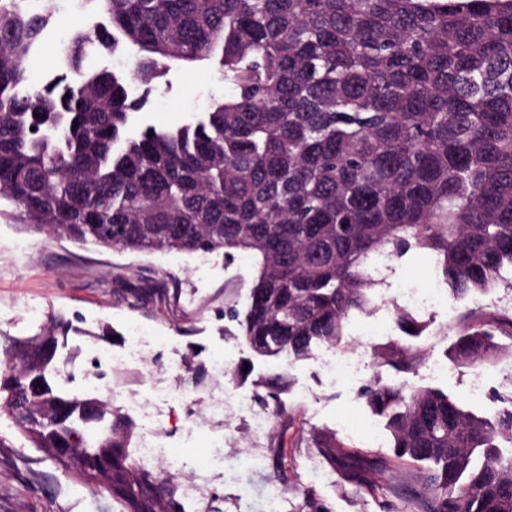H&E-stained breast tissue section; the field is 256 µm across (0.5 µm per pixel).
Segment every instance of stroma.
I'll return each instance as SVG.
<instances>
[{
  "label": "stroma",
  "instance_id": "obj_1",
  "mask_svg": "<svg viewBox=\"0 0 512 512\" xmlns=\"http://www.w3.org/2000/svg\"><path fill=\"white\" fill-rule=\"evenodd\" d=\"M106 22L102 12L81 8L77 0H57L35 74L60 72L63 36ZM231 92L210 62L172 68L156 81L130 128L190 121L211 96ZM7 207L0 202V336H39L54 321L67 322L58 351L75 369L94 352L123 351L132 336H141L142 355L109 374L107 400L115 427L131 432L127 450L146 437L168 447L161 468L177 501L195 484L204 512H301L309 502L323 512H411L404 487L423 464L397 462L377 476L379 491L370 492L349 480L341 460L393 455L362 391L373 377L394 379L393 370L375 369L373 349L399 335L394 288L426 289L431 258L411 252L392 261L376 289L377 308L349 319L344 344L318 347L291 363L255 354L230 318V310L247 307L251 255L202 258L81 245L29 232ZM470 306L452 297L447 306L417 311L428 330L411 342L422 360L404 380L448 392L491 418L512 408V365L485 371V388L477 394L470 387L474 367L447 359L458 319ZM335 355L358 364L357 380L327 375L324 362ZM315 432L336 437L339 460L315 448ZM0 512H121V506L104 487L71 478L1 415Z\"/></svg>",
  "mask_w": 512,
  "mask_h": 512
}]
</instances>
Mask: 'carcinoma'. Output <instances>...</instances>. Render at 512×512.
<instances>
[{"mask_svg": "<svg viewBox=\"0 0 512 512\" xmlns=\"http://www.w3.org/2000/svg\"><path fill=\"white\" fill-rule=\"evenodd\" d=\"M0 0V200L34 233L135 252L230 256L255 274L241 336L258 355L308 358L337 346L383 283L374 261L432 256L456 299H478L512 269V0H95L109 25L71 37L67 72L45 81L30 61L53 0ZM123 53L128 72L84 69L88 49ZM209 60L229 97L193 121L127 133L153 81ZM397 329L424 322L401 307ZM482 306L450 349L461 365L504 351ZM0 348V413L34 448L112 460L92 481L123 512H156L159 476L123 454L112 406L37 368L41 391L13 412L29 381L24 347ZM375 365L417 368L401 340ZM394 455L428 464L412 512H512V410L473 415L447 393L375 378L364 393ZM93 410L91 418L85 411ZM329 457L335 438L312 434ZM385 461L350 475L366 484Z\"/></svg>", "mask_w": 512, "mask_h": 512, "instance_id": "1", "label": "carcinoma"}]
</instances>
